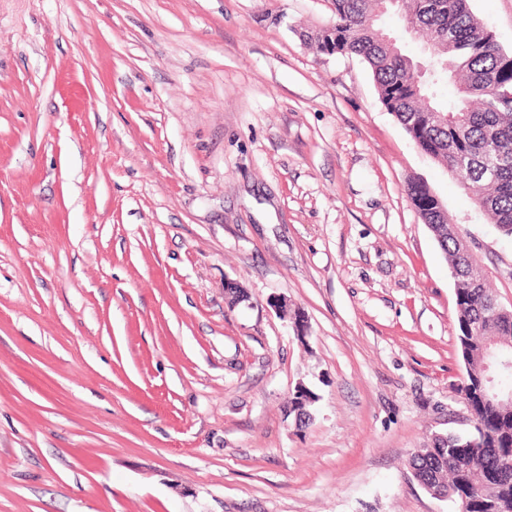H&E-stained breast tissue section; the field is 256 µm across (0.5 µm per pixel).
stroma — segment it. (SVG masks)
I'll use <instances>...</instances> for the list:
<instances>
[{"label":"stroma","mask_w":512,"mask_h":512,"mask_svg":"<svg viewBox=\"0 0 512 512\" xmlns=\"http://www.w3.org/2000/svg\"><path fill=\"white\" fill-rule=\"evenodd\" d=\"M471 6L512 50V0ZM332 17L0 0V512H454L408 464L473 429L408 182L507 305L512 240L304 44Z\"/></svg>","instance_id":"obj_1"}]
</instances>
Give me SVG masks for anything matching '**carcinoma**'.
<instances>
[{
	"mask_svg": "<svg viewBox=\"0 0 512 512\" xmlns=\"http://www.w3.org/2000/svg\"><path fill=\"white\" fill-rule=\"evenodd\" d=\"M332 23L306 31L318 52L356 56L370 68L379 99L421 152L443 165L474 207L496 230L512 238V52L479 21L469 0H330ZM404 15L430 51L415 61L377 28L378 17ZM455 88L448 103L442 84ZM411 204L428 224L455 269L456 321L468 386L457 389L475 416L471 435L434 437L410 464L424 481L438 483L448 499L468 501V512H512V404L484 393L485 341L512 343V307L486 318L494 294L477 261L459 240L442 200L427 184H407ZM495 387L512 392V366L499 365Z\"/></svg>",
	"mask_w": 512,
	"mask_h": 512,
	"instance_id": "1",
	"label": "carcinoma"
}]
</instances>
